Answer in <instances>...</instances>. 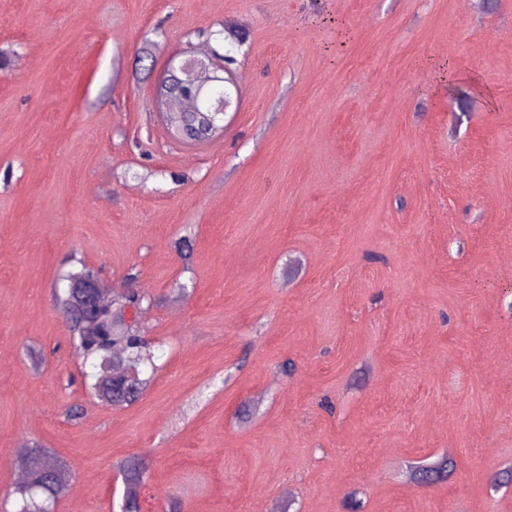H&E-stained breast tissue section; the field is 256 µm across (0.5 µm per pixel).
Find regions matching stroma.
I'll return each instance as SVG.
<instances>
[{"instance_id":"obj_1","label":"stroma","mask_w":512,"mask_h":512,"mask_svg":"<svg viewBox=\"0 0 512 512\" xmlns=\"http://www.w3.org/2000/svg\"><path fill=\"white\" fill-rule=\"evenodd\" d=\"M1 48L0 501L36 441L56 512L124 460L141 512H512V0H0ZM188 50L235 59L197 146L152 106ZM73 257L159 301L132 406L82 387Z\"/></svg>"}]
</instances>
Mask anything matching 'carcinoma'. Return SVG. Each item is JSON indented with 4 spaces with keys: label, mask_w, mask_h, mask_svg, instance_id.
<instances>
[{
    "label": "carcinoma",
    "mask_w": 512,
    "mask_h": 512,
    "mask_svg": "<svg viewBox=\"0 0 512 512\" xmlns=\"http://www.w3.org/2000/svg\"><path fill=\"white\" fill-rule=\"evenodd\" d=\"M99 271L78 260L64 273L55 288V302L68 326L71 345L81 358L85 370L83 384L93 401L108 408L129 407L140 400L155 374L161 368L160 355L141 334L139 326L122 322V313L130 306L147 301L130 288L104 298L105 306L89 315L74 319L71 313L84 305L79 283H91ZM27 469L25 481L13 488L18 496L16 512H52V508L68 493L65 477L44 478L43 467L65 464L37 443L23 447ZM122 476L121 512H139V491L145 481V467L132 461L117 465Z\"/></svg>",
    "instance_id": "obj_1"
}]
</instances>
